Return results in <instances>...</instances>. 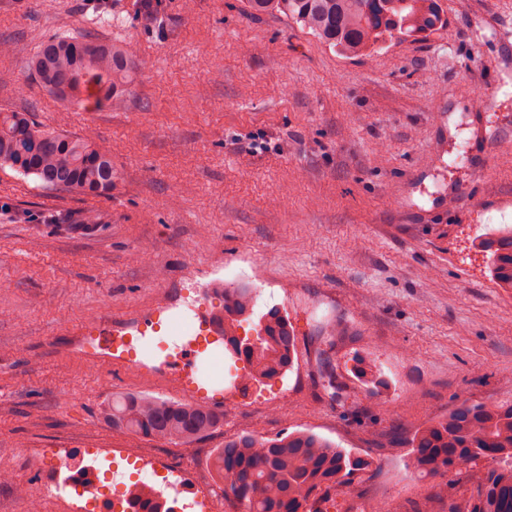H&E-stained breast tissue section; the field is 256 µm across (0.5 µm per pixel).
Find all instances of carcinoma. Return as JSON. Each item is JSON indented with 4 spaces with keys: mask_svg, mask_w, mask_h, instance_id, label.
Wrapping results in <instances>:
<instances>
[{
    "mask_svg": "<svg viewBox=\"0 0 512 512\" xmlns=\"http://www.w3.org/2000/svg\"><path fill=\"white\" fill-rule=\"evenodd\" d=\"M258 13L295 20L347 58L366 55L403 37L443 27L439 0H246ZM27 67L48 96L71 106L117 107L128 93L131 54L111 42L57 36L28 58ZM34 176L44 188L75 195L107 196L116 171L110 149L91 133L49 131L27 112L0 116V170ZM490 254V270L502 288H512V226L476 237ZM250 288H224V341L231 359L245 363L243 385L271 381L291 368L296 338L287 319L270 309L252 321ZM251 333L241 336L243 324ZM100 417L112 429L144 437L189 442L224 425V415L206 406L125 392L106 401ZM420 477L450 474L439 496L448 512H512V403L461 404L445 418L419 429L411 442ZM216 470L230 482L239 512H326L322 503L368 466L320 436L295 431L257 440L239 435L224 441ZM475 491L459 493L458 480Z\"/></svg>",
    "mask_w": 512,
    "mask_h": 512,
    "instance_id": "1",
    "label": "carcinoma"
}]
</instances>
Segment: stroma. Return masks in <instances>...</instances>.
<instances>
[{
	"label": "stroma",
	"mask_w": 512,
	"mask_h": 512,
	"mask_svg": "<svg viewBox=\"0 0 512 512\" xmlns=\"http://www.w3.org/2000/svg\"><path fill=\"white\" fill-rule=\"evenodd\" d=\"M440 5L442 29L347 58L245 0H0V113L93 132L117 173L99 198L0 170V512H65L37 448L162 453L238 512L217 450L294 431L369 462L328 512L433 497L438 478L411 467L415 431L464 402L512 403V288L471 246L512 225V0ZM52 36L131 48L124 106L46 95L25 62ZM240 257L260 275L256 314L279 309L295 330L283 379L234 388L214 345L189 379L88 348L168 304L137 346L157 364L196 334L180 311L191 284ZM119 392L224 425L186 443L115 431L99 409Z\"/></svg>",
	"instance_id": "stroma-1"
}]
</instances>
